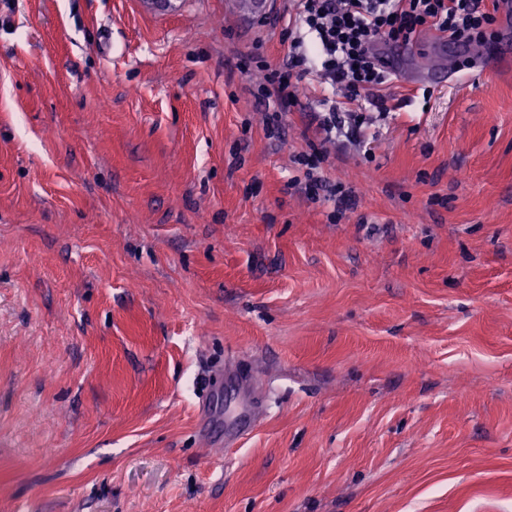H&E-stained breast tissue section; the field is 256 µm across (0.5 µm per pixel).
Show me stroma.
<instances>
[{
	"instance_id": "obj_1",
	"label": "stroma",
	"mask_w": 512,
	"mask_h": 512,
	"mask_svg": "<svg viewBox=\"0 0 512 512\" xmlns=\"http://www.w3.org/2000/svg\"><path fill=\"white\" fill-rule=\"evenodd\" d=\"M284 5L0 0V512H512L511 32L337 131L334 223ZM308 150L301 151L294 157V164L302 174L303 180L298 176L291 178L289 187L304 185L309 198L315 201H324L333 203V211L329 214V219L333 222L340 221L347 209L355 201V195L351 189H346L340 182L332 183L324 177L321 170L322 161L325 158V150L319 148L313 140H307Z\"/></svg>"
}]
</instances>
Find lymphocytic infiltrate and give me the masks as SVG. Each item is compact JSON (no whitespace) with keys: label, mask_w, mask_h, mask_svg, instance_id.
I'll list each match as a JSON object with an SVG mask.
<instances>
[{"label":"lymphocytic infiltrate","mask_w":512,"mask_h":512,"mask_svg":"<svg viewBox=\"0 0 512 512\" xmlns=\"http://www.w3.org/2000/svg\"><path fill=\"white\" fill-rule=\"evenodd\" d=\"M288 24V61L271 70L257 88L261 106H273L270 136L280 133L281 111L297 104L295 80L313 74L322 84L343 89L348 111L380 109L394 76L376 45L407 43L427 32H442L467 43L482 41L495 17L485 0H293ZM325 151L308 143L294 157L299 171L291 186H304L309 198L332 203V221H340L354 201L352 190L324 177Z\"/></svg>","instance_id":"lymphocytic-infiltrate-1"}]
</instances>
